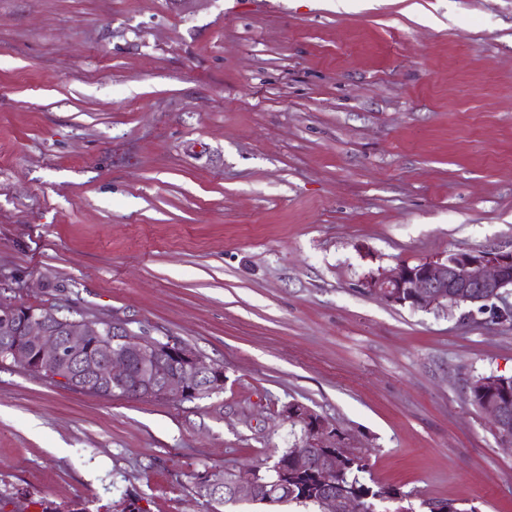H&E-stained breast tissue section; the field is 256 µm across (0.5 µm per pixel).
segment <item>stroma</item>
Instances as JSON below:
<instances>
[{"instance_id": "stroma-1", "label": "stroma", "mask_w": 512, "mask_h": 512, "mask_svg": "<svg viewBox=\"0 0 512 512\" xmlns=\"http://www.w3.org/2000/svg\"><path fill=\"white\" fill-rule=\"evenodd\" d=\"M512 250V0H0V297L175 336L206 399L0 363V512H211L309 407L413 512H512V322L366 293ZM468 396L479 411L488 400L499 399L489 402L483 411L501 445L512 450V404L501 401L512 402V376L489 374L474 378L468 385Z\"/></svg>"}]
</instances>
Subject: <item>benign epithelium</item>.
Returning <instances> with one entry per match:
<instances>
[{
	"mask_svg": "<svg viewBox=\"0 0 512 512\" xmlns=\"http://www.w3.org/2000/svg\"><path fill=\"white\" fill-rule=\"evenodd\" d=\"M512 287V251L474 249L455 252L442 260L400 263L365 281L368 293L390 305L414 309L455 307L460 303H484L503 299ZM105 322L82 317L62 320L45 312L28 314L13 332L16 345L31 347L36 353L32 369L52 372L64 365L66 351L84 344L90 336H100L92 353L80 363L79 391L121 387L128 393L141 395L161 389L164 396H195L224 389L222 368L205 361L194 350L168 347L176 369L154 354L156 344L151 336L133 334L123 324H112V337L103 338ZM284 415L299 416L308 423V442L312 448H329L331 452L315 460L305 454L296 455V465L313 467L320 473L323 493L320 505L325 512H362L359 500L334 488L335 476L341 471L346 454L338 450L341 436L336 429L308 407L288 404ZM499 442L512 448V404L501 400L489 402L484 408ZM253 468L242 466L228 470L231 496L234 499L258 493L259 482Z\"/></svg>",
	"mask_w": 512,
	"mask_h": 512,
	"instance_id": "1",
	"label": "benign epithelium"
}]
</instances>
